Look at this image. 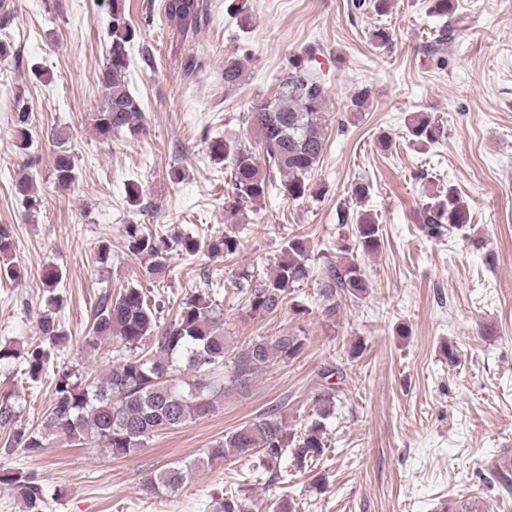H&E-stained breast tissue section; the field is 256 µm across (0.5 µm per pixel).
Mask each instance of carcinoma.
Masks as SVG:
<instances>
[{"mask_svg": "<svg viewBox=\"0 0 512 512\" xmlns=\"http://www.w3.org/2000/svg\"><path fill=\"white\" fill-rule=\"evenodd\" d=\"M109 9L106 62L96 76L104 104L92 118L93 129L102 142L124 130L136 131L143 118L141 100L126 89L123 81L138 30L126 11L125 0H110ZM164 13L179 36L191 43L209 19V5L207 0H164ZM309 61L302 55L289 59L287 76L270 106L256 102L244 116L246 126L256 136L258 151L225 139L208 143L210 156L228 163L230 169L229 190L224 197L227 209L235 211L248 204H260L276 186L294 200L316 193L314 174L326 147L327 90L311 72ZM241 73L239 61H224L225 85H236ZM13 111L15 143L23 151L29 146L30 112L23 94H14ZM410 134L417 142L431 143L438 140L443 129L431 116L420 113L412 119ZM71 137L65 125H56L48 133L56 148L53 183L60 189L70 188L76 180V164L69 149ZM32 185V177L24 172L15 183L17 195L30 208L37 206ZM468 222V204L451 186L443 197L422 206L421 223L432 237ZM351 235L354 246L364 255L381 248L382 229L368 214L360 213L354 218ZM203 248L230 256L239 249V240L224 233L204 243L189 235L172 238L145 224L125 227L126 251L138 260L141 276L155 286L169 276L174 256L194 257ZM13 249L8 230L1 227L0 276H16ZM313 261L308 239L298 234L290 236L271 275L255 282L236 283L247 312L267 316L287 304L302 312L303 306L293 294L295 288L314 277ZM62 278L59 270L46 272L44 285L50 296L47 309L39 313L37 320L41 339L54 348L70 342L55 315L63 298L54 290ZM317 285L323 299L321 316L329 326L336 324L341 298H356L367 288L359 265L343 257L325 267ZM159 319L158 304L151 302L144 289L130 286L115 298L110 291H104L84 344L97 350L104 342L115 340L126 354L92 381L75 369H59L52 403L39 427L33 430L18 424L14 398L1 393L0 429L9 431L8 448H19L33 456L40 454L48 441L65 439L93 442L114 458L128 457L147 447L159 432L179 429L208 415L217 394L226 389L247 395L262 372L276 364L287 365L305 348V337L288 334L257 335L235 346L224 335L215 307L200 296L181 303L168 324H160ZM24 360L27 376L36 381L47 372L50 353L37 345L25 353ZM182 373L192 376V380L179 379ZM336 393L337 387L329 386L318 396L317 419L300 436L288 432L281 406L274 404L252 421L226 433L222 442L208 449L206 457L177 461L155 474L146 490L176 494L193 471L231 456L246 459L257 454L264 470L273 476L282 472L281 464L290 459L298 468L310 466L327 449L324 420ZM0 480L23 502L25 512H44L46 491L36 477L17 470L0 475ZM217 512L252 510L248 498L230 492L218 502Z\"/></svg>", "mask_w": 512, "mask_h": 512, "instance_id": "cac0c4a2", "label": "carcinoma"}]
</instances>
